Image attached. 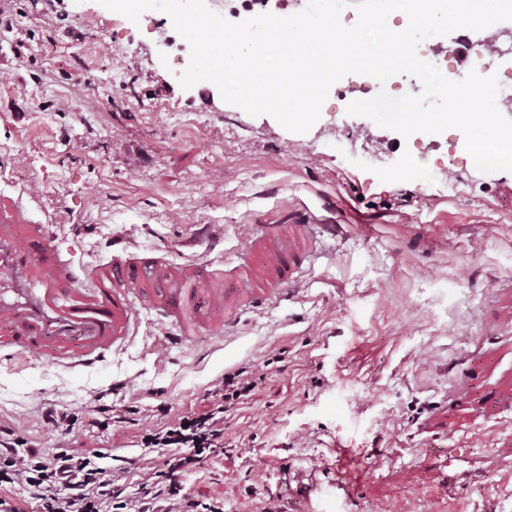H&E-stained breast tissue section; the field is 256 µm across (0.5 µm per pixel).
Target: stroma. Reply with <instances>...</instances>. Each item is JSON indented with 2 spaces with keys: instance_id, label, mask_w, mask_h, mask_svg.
<instances>
[{
  "instance_id": "35a3bbf8",
  "label": "stroma",
  "mask_w": 512,
  "mask_h": 512,
  "mask_svg": "<svg viewBox=\"0 0 512 512\" xmlns=\"http://www.w3.org/2000/svg\"><path fill=\"white\" fill-rule=\"evenodd\" d=\"M0 191L33 188L77 265L115 241L234 261L257 224L298 209L348 233L299 294L235 333L172 343L143 316L89 368L0 364V422L29 447L139 455L129 404L190 416L225 373L263 375L224 440L181 476L212 512H512V172L467 162L456 128L378 127L328 96L304 133L182 89L148 19L97 0H0ZM66 408L68 432L42 424Z\"/></svg>"
}]
</instances>
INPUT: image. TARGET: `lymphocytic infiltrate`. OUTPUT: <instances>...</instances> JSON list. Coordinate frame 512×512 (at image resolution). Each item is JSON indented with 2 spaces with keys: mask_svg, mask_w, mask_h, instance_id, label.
Returning <instances> with one entry per match:
<instances>
[{
  "mask_svg": "<svg viewBox=\"0 0 512 512\" xmlns=\"http://www.w3.org/2000/svg\"><path fill=\"white\" fill-rule=\"evenodd\" d=\"M255 387L254 373L241 369L225 374L210 391L208 410L146 433V452L160 454L163 461L150 466L134 461L139 490L134 502L124 497L120 474L102 465L97 454L62 448L48 455L24 447L12 430L1 427L0 487L26 490L43 512H198L199 502L181 493L178 478L216 447L225 412Z\"/></svg>",
  "mask_w": 512,
  "mask_h": 512,
  "instance_id": "obj_1",
  "label": "lymphocytic infiltrate"
}]
</instances>
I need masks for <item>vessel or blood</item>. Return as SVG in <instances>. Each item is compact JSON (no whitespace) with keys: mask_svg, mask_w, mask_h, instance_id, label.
Wrapping results in <instances>:
<instances>
[{"mask_svg":"<svg viewBox=\"0 0 512 512\" xmlns=\"http://www.w3.org/2000/svg\"><path fill=\"white\" fill-rule=\"evenodd\" d=\"M319 227L264 224L236 263L189 264L121 249L79 280L71 257L51 243L53 227L21 199L0 195V362L25 355L65 369L90 366L134 340L142 307L191 336L239 324L252 308L297 292Z\"/></svg>","mask_w":512,"mask_h":512,"instance_id":"obj_1","label":"vessel or blood"}]
</instances>
